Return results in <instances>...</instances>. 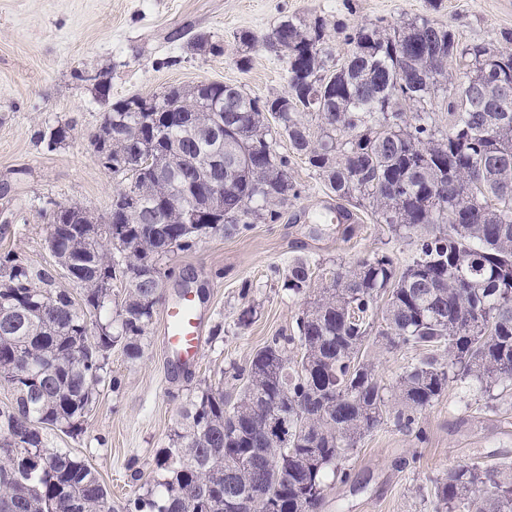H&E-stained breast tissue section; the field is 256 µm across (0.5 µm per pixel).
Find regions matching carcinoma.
<instances>
[{"mask_svg": "<svg viewBox=\"0 0 512 512\" xmlns=\"http://www.w3.org/2000/svg\"><path fill=\"white\" fill-rule=\"evenodd\" d=\"M326 29L322 16H285L267 34H237L242 70L259 42L282 54L283 94L260 99L220 83L203 100L161 94L155 112L112 104L104 126L123 134L112 143V174L127 181L126 201L110 224L73 206L65 236L48 239L80 299L55 287L49 270L0 255V383L13 390L0 408V512H115L98 472L49 447L44 430L82 431L113 346L142 357L162 295L160 259L254 218H280L278 207L298 195L292 156L336 200L364 199L376 223L415 236V255L402 268L385 253L329 269L293 260L283 287L303 298L297 335L274 337L237 371V396L202 391L156 459L159 490L120 512H314L328 468L388 416L411 427L451 382L486 392L512 385V50L489 58L452 25L421 18L346 32L348 53L334 64ZM439 89L448 97L444 137L427 110ZM169 112L187 113L203 136L180 137L164 123ZM271 118L289 157L274 148ZM218 147L224 223L185 224L169 199L204 196L189 160ZM136 157L161 159V172L134 176L127 161ZM132 201L142 208L127 223L121 208ZM118 279L129 285L119 330L101 324L91 344L88 314L106 307ZM378 338L428 351L391 390L364 358ZM274 408L288 445L263 463L269 503L251 504L252 455L271 447L262 429ZM436 498L442 512H512V469L460 465L437 483Z\"/></svg>", "mask_w": 512, "mask_h": 512, "instance_id": "obj_1", "label": "carcinoma"}]
</instances>
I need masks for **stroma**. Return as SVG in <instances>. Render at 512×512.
<instances>
[{
	"mask_svg": "<svg viewBox=\"0 0 512 512\" xmlns=\"http://www.w3.org/2000/svg\"><path fill=\"white\" fill-rule=\"evenodd\" d=\"M292 14L351 27L425 16L453 25L466 43H499L512 33V0H0V254L52 268L58 285L72 288L47 248L46 212L80 205L98 221L109 215L121 184L99 166L91 140L112 103L209 82L237 84L259 98L283 93L282 56L258 44L249 69L240 70L233 36L268 33ZM100 73L110 86L105 97L93 81ZM64 123L73 127L70 138L49 147L43 132ZM288 175L299 196L278 221L216 234L161 260L163 299L142 358L128 362L114 346L109 379L97 386L82 432H49L51 447L98 471L113 506L155 486L156 458L190 401L210 386L237 394L235 370L274 336L292 333L302 300L282 286L291 259L328 269L373 252L401 266L412 258L413 240L394 236L356 202L348 204L357 216L352 226L314 223L330 191L300 159L291 160ZM187 278L206 291L198 306L204 342L196 361L180 368L164 346L163 315ZM249 306L254 320L240 326L239 313ZM366 355L388 387L419 357L381 341ZM464 463L512 467V385L485 395L452 382L413 428L385 420L342 460L349 480L327 473L316 512H436L437 482Z\"/></svg>",
	"mask_w": 512,
	"mask_h": 512,
	"instance_id": "stroma-1",
	"label": "stroma"
}]
</instances>
